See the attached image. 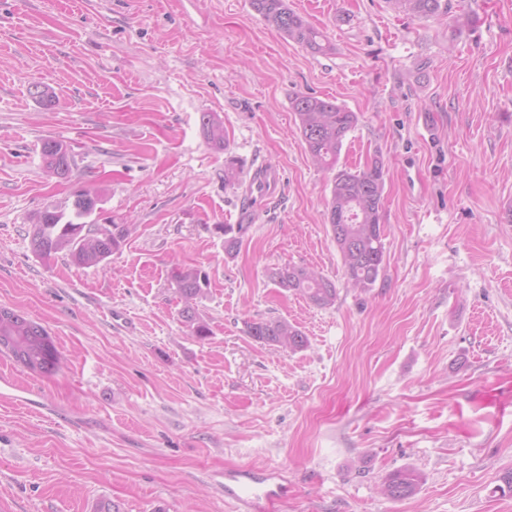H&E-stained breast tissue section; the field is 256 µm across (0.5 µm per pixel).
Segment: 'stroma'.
<instances>
[{
    "mask_svg": "<svg viewBox=\"0 0 512 512\" xmlns=\"http://www.w3.org/2000/svg\"><path fill=\"white\" fill-rule=\"evenodd\" d=\"M288 4L330 52L249 0H0V307L60 353L49 376L0 353V512H245L224 494L240 472L285 489L256 512H512V0H448L440 19ZM297 92L358 113L341 163L384 160L370 291L346 280ZM204 112L226 150L206 143ZM46 138L71 148L70 179L47 175ZM264 164L283 182L256 204L244 188ZM81 189L97 223L136 232L96 267L37 257L30 216ZM285 263L335 282V305L280 288ZM177 264L209 278L206 338L179 317ZM270 318L307 348L247 335ZM400 469L422 482L393 501L381 487ZM249 2L257 14L289 41L313 53L324 54L332 49L324 33L304 16L288 7L287 0H250ZM200 126L206 142L217 150H225L224 121L215 112L200 115Z\"/></svg>",
    "mask_w": 512,
    "mask_h": 512,
    "instance_id": "35a3bbf8",
    "label": "stroma"
}]
</instances>
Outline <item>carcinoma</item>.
<instances>
[{
    "label": "carcinoma",
    "instance_id": "obj_1",
    "mask_svg": "<svg viewBox=\"0 0 512 512\" xmlns=\"http://www.w3.org/2000/svg\"><path fill=\"white\" fill-rule=\"evenodd\" d=\"M401 12L417 17H434L448 13V0H392ZM251 8L274 26L288 40L324 54L331 44L324 33L304 16L288 7L287 0H250ZM28 92L45 110L52 109L56 98L51 89L33 83ZM291 112L312 163L333 172L330 198L326 202V220L336 244L345 275L351 287L368 291L384 270L383 209L386 170L376 156L362 169L339 164L347 136L355 129L357 113L329 98L296 93L291 99ZM200 126L206 142L217 150L225 149L224 121L215 112H203ZM40 152L47 172L59 179L71 177L75 165L71 149L60 140L46 139ZM96 206L88 192L75 195L71 213L46 208L30 218V246L43 259L65 253L77 266H97L119 250L134 224H112L108 227L89 224L84 218ZM271 279L281 288L299 291L313 305L321 308L336 303L335 284L319 272L307 267L284 264L274 268ZM176 292L182 308L180 317L194 336L203 339L210 328L199 316L196 299L207 287V275L196 268L177 266L173 272ZM253 339L291 352L307 347L303 332L286 319H269L246 324ZM11 341L8 353L20 355L36 372H55L59 352L47 330L40 324L14 311L0 316V337ZM421 476L409 469L391 474L383 484L387 498L400 501L413 496Z\"/></svg>",
    "mask_w": 512,
    "mask_h": 512
}]
</instances>
